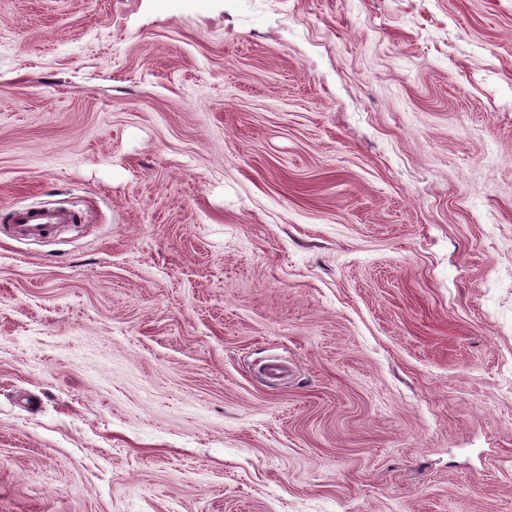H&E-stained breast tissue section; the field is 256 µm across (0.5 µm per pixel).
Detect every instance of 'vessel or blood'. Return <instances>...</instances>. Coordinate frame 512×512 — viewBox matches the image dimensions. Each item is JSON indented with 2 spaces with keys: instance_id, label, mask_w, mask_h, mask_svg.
<instances>
[{
  "instance_id": "vessel-or-blood-1",
  "label": "vessel or blood",
  "mask_w": 512,
  "mask_h": 512,
  "mask_svg": "<svg viewBox=\"0 0 512 512\" xmlns=\"http://www.w3.org/2000/svg\"><path fill=\"white\" fill-rule=\"evenodd\" d=\"M6 230L12 239L40 241L55 238L65 224H75L81 219L75 209L58 206H34L8 209L4 215Z\"/></svg>"
}]
</instances>
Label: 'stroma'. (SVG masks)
I'll list each match as a JSON object with an SVG mask.
<instances>
[{
  "mask_svg": "<svg viewBox=\"0 0 512 512\" xmlns=\"http://www.w3.org/2000/svg\"><path fill=\"white\" fill-rule=\"evenodd\" d=\"M46 204L0 512H512V0H0Z\"/></svg>",
  "mask_w": 512,
  "mask_h": 512,
  "instance_id": "stroma-1",
  "label": "stroma"
}]
</instances>
